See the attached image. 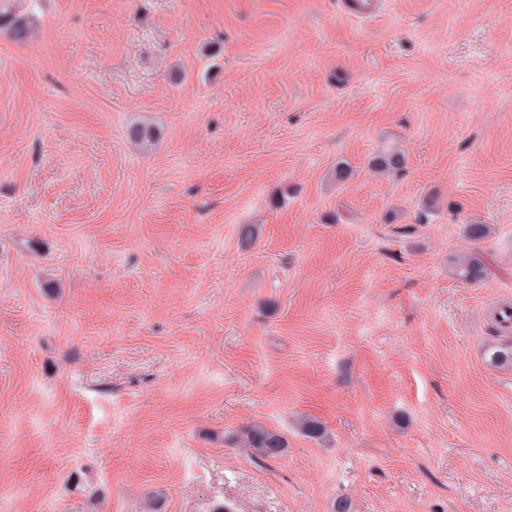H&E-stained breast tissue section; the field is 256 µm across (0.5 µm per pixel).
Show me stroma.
I'll list each match as a JSON object with an SVG mask.
<instances>
[{
  "mask_svg": "<svg viewBox=\"0 0 512 512\" xmlns=\"http://www.w3.org/2000/svg\"><path fill=\"white\" fill-rule=\"evenodd\" d=\"M0 7V512H512V0ZM383 0H343L342 9L351 18L366 21L381 14ZM33 24V18L29 15L15 16L0 12V28H7L11 37L17 41H24L30 36ZM405 155L398 150H389L372 160V168L378 173H397L404 169ZM487 265L483 253L475 248L474 251L464 255L455 262L453 274L470 284L480 282L486 278ZM239 443L251 454L262 459L278 458L288 448V441L282 434L258 423L243 429Z\"/></svg>",
  "mask_w": 512,
  "mask_h": 512,
  "instance_id": "35a3bbf8",
  "label": "stroma"
}]
</instances>
